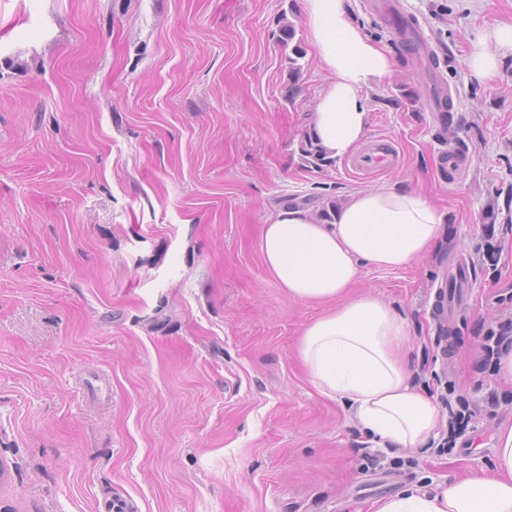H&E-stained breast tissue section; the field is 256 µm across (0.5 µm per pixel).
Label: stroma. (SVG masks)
Returning a JSON list of instances; mask_svg holds the SVG:
<instances>
[{
  "instance_id": "stroma-1",
  "label": "stroma",
  "mask_w": 512,
  "mask_h": 512,
  "mask_svg": "<svg viewBox=\"0 0 512 512\" xmlns=\"http://www.w3.org/2000/svg\"><path fill=\"white\" fill-rule=\"evenodd\" d=\"M405 7L430 60L350 0L396 63L365 98L368 138L401 159L361 176L301 158L327 75L307 50L286 103L274 34L284 16L307 39L303 0H0V512H370L392 492L494 477L512 405L478 416L465 450H443L444 416L418 447L378 445L300 360L325 306L289 297L260 252L280 209L423 191L456 233L412 267L364 265L358 288L404 318L419 390L476 406L512 394L481 373L477 336L512 313V52L487 81L468 64L512 0ZM442 93L444 128L429 110ZM453 152L462 169L443 165ZM493 223L511 227L494 266ZM459 252L473 283L445 337L431 302Z\"/></svg>"
}]
</instances>
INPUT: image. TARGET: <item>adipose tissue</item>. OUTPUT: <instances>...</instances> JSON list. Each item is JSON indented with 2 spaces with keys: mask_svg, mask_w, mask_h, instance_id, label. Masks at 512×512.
Wrapping results in <instances>:
<instances>
[{
  "mask_svg": "<svg viewBox=\"0 0 512 512\" xmlns=\"http://www.w3.org/2000/svg\"><path fill=\"white\" fill-rule=\"evenodd\" d=\"M312 44L329 80L314 107L309 133L325 156L346 157L364 138L370 114L363 93L389 77L394 62L362 30L347 0H304ZM512 51V24L478 43L469 67L481 80L497 73L496 49ZM444 215L423 194L383 186L352 194L331 220L308 209L279 211L260 240L264 262L289 296L335 302L304 329L299 353L314 387L346 399L364 431L379 443L422 444L439 409L415 389L403 356L409 339L400 314L379 297L351 295L363 265L412 266L442 232ZM495 479L472 475L431 493L405 490L377 501L373 512H512V430L501 434Z\"/></svg>",
  "mask_w": 512,
  "mask_h": 512,
  "instance_id": "ef3b65f1",
  "label": "adipose tissue"
}]
</instances>
